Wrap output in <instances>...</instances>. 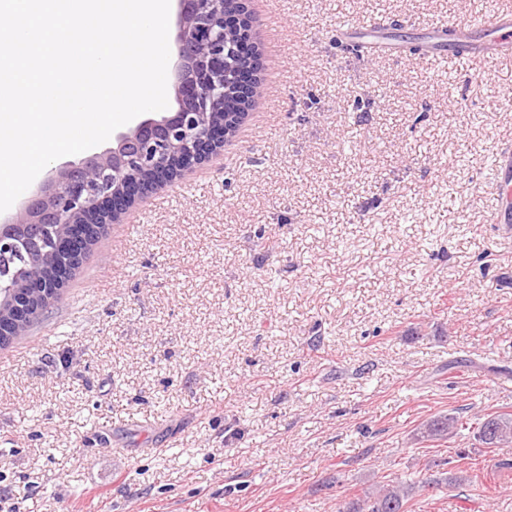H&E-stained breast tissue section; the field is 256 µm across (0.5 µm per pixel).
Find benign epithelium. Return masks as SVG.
<instances>
[{"mask_svg":"<svg viewBox=\"0 0 512 512\" xmlns=\"http://www.w3.org/2000/svg\"><path fill=\"white\" fill-rule=\"evenodd\" d=\"M177 109L113 135L112 147L55 168L23 208L0 224V267L9 270L20 241L27 258L0 290V346L25 335L138 200L224 149L248 112H221L224 90L244 107L261 94L259 55L248 0H178Z\"/></svg>","mask_w":512,"mask_h":512,"instance_id":"obj_1","label":"benign epithelium"}]
</instances>
